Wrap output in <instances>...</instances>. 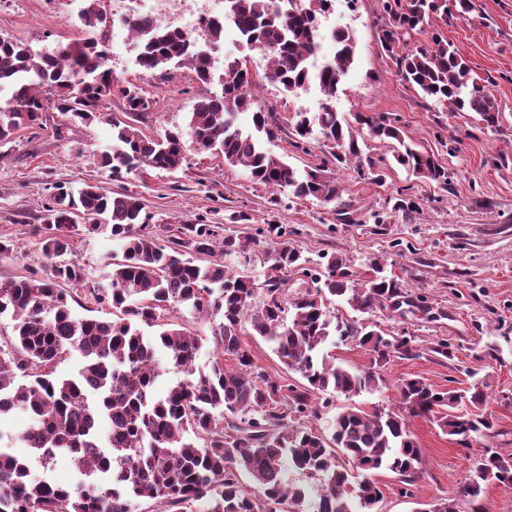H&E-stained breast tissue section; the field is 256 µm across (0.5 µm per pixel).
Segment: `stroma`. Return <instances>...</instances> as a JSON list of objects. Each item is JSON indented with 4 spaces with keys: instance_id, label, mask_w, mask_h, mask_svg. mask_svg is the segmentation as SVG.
<instances>
[{
    "instance_id": "1",
    "label": "stroma",
    "mask_w": 512,
    "mask_h": 512,
    "mask_svg": "<svg viewBox=\"0 0 512 512\" xmlns=\"http://www.w3.org/2000/svg\"><path fill=\"white\" fill-rule=\"evenodd\" d=\"M473 2L467 18L437 30L494 94L503 114L494 131L478 129L472 113L436 105L402 78L381 47L382 0H338L336 23L352 32L356 54L330 100L315 87L288 95L264 80L269 61L260 50L224 47L225 54L244 59L259 75L255 101L261 107L284 118L299 110L320 111L327 101L341 113H389L407 139L439 156L448 170L447 185L417 177L395 163L392 144L372 140L368 153L381 160L382 181L343 169L336 173L344 188L336 202H300L286 191L252 182L243 167L225 166L222 157L209 153L188 152L175 172L114 175L99 163L100 153L112 145V129L102 122L63 130L58 137L24 130L0 160V237L14 244L12 255L0 257V281L50 276L34 229L59 184L78 189L95 183L113 192L138 193L162 238L178 224H214L222 234L256 238V245L225 257L224 264L259 282L277 246L271 230L275 224L286 227L296 248L314 262L321 254L336 253L362 273L369 258L380 257L402 278L410 301L375 311L371 319L387 335L412 337L419 355L391 358L382 369L380 392L328 402L312 396L321 410L306 424L327 434L345 407H393L398 386L407 378L425 379L439 389H465L474 377L484 378V409L494 423L486 437L463 445L430 417L416 416L409 426L421 450L424 476L412 495L402 494L391 471L371 475L383 492L377 512H415L418 502L440 498L453 501L457 512H472L461 490L477 458L487 448L512 454V0ZM76 7L75 0H0V37L36 49L83 39L85 30L70 19ZM108 65L115 86L138 84L150 99V109L136 126L151 136L184 125L194 103L211 90L184 66L165 77L144 75L118 49ZM270 148L299 170L320 164L328 154L319 141L296 147L287 129ZM119 251V241L98 232L84 236L75 255L89 282L102 283ZM440 342L447 344L449 357L433 353ZM490 343L498 348V360L483 356Z\"/></svg>"
}]
</instances>
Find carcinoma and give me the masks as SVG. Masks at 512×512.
Returning a JSON list of instances; mask_svg holds the SVG:
<instances>
[{"mask_svg":"<svg viewBox=\"0 0 512 512\" xmlns=\"http://www.w3.org/2000/svg\"><path fill=\"white\" fill-rule=\"evenodd\" d=\"M82 28L95 34L88 41L57 47L53 57L0 37V81L11 83L12 96L0 105L1 148L23 130L32 134L62 125L97 119L112 127V147L100 155L112 170L142 173L182 168L187 148L220 155L227 166L240 165L250 179L269 188L288 189L294 199L328 204L342 188L335 169L355 165L378 182L383 174L363 146L366 139L395 141V161L420 178L448 186V169L435 155L406 142L398 120L385 113L353 112L347 116L326 102L320 112H294L292 134L308 143L314 131L330 142L328 160L303 172L293 169L265 144L282 130L279 113L256 111L252 126L242 128L237 115L251 107L257 87L246 61L214 57L224 41V26H210L207 48L180 31L143 27L136 30L144 74L187 65L202 83L222 64L220 96L199 99L187 129H169L162 137L132 130L106 110L114 92L125 102L124 114L142 116L149 100L139 87L114 88L106 67L110 24L104 0H84ZM226 0L224 18L240 30L250 48L267 52V79L297 96L315 83L328 100L336 96L342 76L354 61L349 31L331 32L333 58L315 65L324 39L318 15L329 0ZM473 0H383L387 18L381 45L399 73L422 93L451 112H471L476 123L495 130L502 113L490 89L471 76L466 60L438 34L431 43L401 53L399 46L446 15L463 19ZM60 123L50 124L52 113ZM145 205L135 193H112L87 184L74 193L56 186L43 224L37 226L41 256L51 262L47 278L0 282V316L10 315L15 336L0 346V419L13 413L30 422L12 434L0 429V441H18L29 455L18 458L0 448V512H138L143 500H155L178 512H263L276 506L286 512L306 499V487L284 479L288 467L317 485V512H373L382 491L368 478L353 480L352 471L385 468L410 487L422 477V460L407 417L428 415L450 436L484 433L493 422L482 412L459 413L460 406L479 408L485 392L438 389L422 378L399 386L398 405L369 411L348 406L338 412L330 435L301 423L318 416L314 393L347 398L376 391L380 369L391 357L417 356L413 340L388 336L368 322L378 308H396L404 298L403 282L371 258L367 274L357 276L341 255H322L309 275L310 260L288 239L271 257L266 278L258 284L244 274L229 273L220 256L246 249L247 243L222 236L213 224H183L164 244L148 232ZM110 228L121 243L107 284L87 289V300L112 310V318L76 315L64 285L87 283L85 268L73 260L75 240ZM311 277L314 287L288 296L287 274ZM346 306L342 318L333 304ZM222 314L214 329L217 353L207 372L195 368L202 338L182 323L165 320L167 311ZM249 321L253 335L270 343L284 367L306 381L297 388L270 377L244 346L241 327ZM355 340L369 346V366L350 370L336 363L327 346ZM183 374L164 391L157 381L167 368ZM80 363L73 376H55L70 355ZM234 364H224L226 358ZM65 454L88 482L71 488L33 475L47 468L54 455ZM347 458L348 465L337 455ZM248 476L255 491L241 483ZM512 487V454L484 450L462 494L475 502L491 481Z\"/></svg>","mask_w":512,"mask_h":512,"instance_id":"1","label":"carcinoma"}]
</instances>
